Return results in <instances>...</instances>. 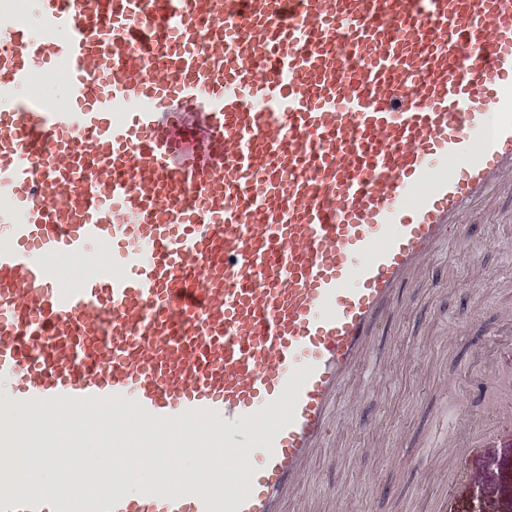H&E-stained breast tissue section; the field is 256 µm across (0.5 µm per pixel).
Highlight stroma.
Here are the masks:
<instances>
[{
  "instance_id": "1",
  "label": "stroma",
  "mask_w": 512,
  "mask_h": 512,
  "mask_svg": "<svg viewBox=\"0 0 512 512\" xmlns=\"http://www.w3.org/2000/svg\"><path fill=\"white\" fill-rule=\"evenodd\" d=\"M468 245L442 248L379 327V370L342 395L336 431L300 492L305 512H499L512 496V193L488 203ZM484 395L469 385L489 372ZM360 414L366 428L353 429ZM479 443L467 466L431 450L445 422Z\"/></svg>"
}]
</instances>
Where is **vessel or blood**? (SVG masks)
Listing matches in <instances>:
<instances>
[{
    "mask_svg": "<svg viewBox=\"0 0 512 512\" xmlns=\"http://www.w3.org/2000/svg\"><path fill=\"white\" fill-rule=\"evenodd\" d=\"M512 190V0H0V512H294L399 293ZM222 427L174 481L169 432ZM251 435L241 444L239 435ZM0 419L14 422L19 442L16 448L6 454L0 452V467L18 474V485L22 489L34 490L38 480H50L56 475L53 455L35 454L25 444L22 419L15 415L8 402L0 403ZM84 426L93 434V437L81 440L80 442H75L70 433L65 429H58L56 431V436L61 442V446L68 448L65 453L73 457L76 471L83 475L92 474L103 468H109L116 472L125 471L128 464L113 460H102L96 454L94 450L96 441L99 438H109L111 434L100 425L94 413L86 414ZM131 437L138 441L142 452L139 461L134 464L139 481L141 483H154L162 480L163 478L158 476L146 464L148 457V447L150 446L147 440H150V437L147 434L141 435L139 433H133L131 434Z\"/></svg>",
    "mask_w": 512,
    "mask_h": 512,
    "instance_id": "b4317fda",
    "label": "vessel or blood"
}]
</instances>
